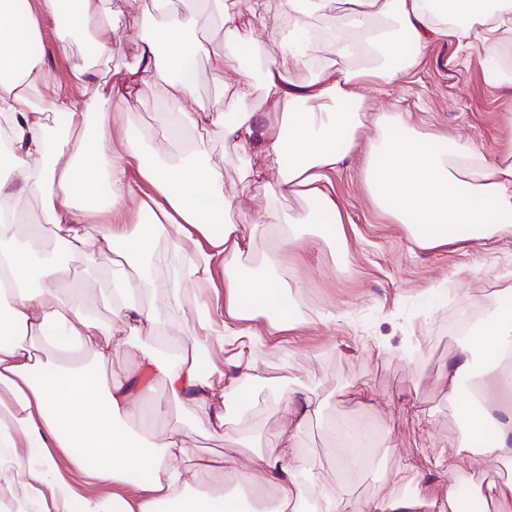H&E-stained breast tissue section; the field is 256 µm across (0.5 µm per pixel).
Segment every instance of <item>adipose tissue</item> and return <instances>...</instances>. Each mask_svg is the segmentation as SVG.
<instances>
[{"mask_svg": "<svg viewBox=\"0 0 512 512\" xmlns=\"http://www.w3.org/2000/svg\"><path fill=\"white\" fill-rule=\"evenodd\" d=\"M101 2L0 0V136L9 142L0 169L10 174L0 178V456L22 437L66 451L90 478L130 486L128 498L110 505L89 500L84 512H468L481 487L453 484L432 495L428 473L411 496L392 492L351 501L315 487L301 446L308 422L322 412L312 392L283 399L286 425L270 448L257 452L229 429L227 406L256 378L264 362L263 337L298 325L288 291L301 283L279 272L282 252L303 247L310 225L327 228L325 241L332 247L346 245L338 229L345 210L333 175L358 141L366 143L362 178L368 194L419 248L482 242L512 229V145L495 160L474 143L455 139L445 151H429L401 113L364 111L359 93L366 83H390L418 66L433 40L466 43L483 34L511 40L512 0L492 6L487 0H452L469 18L465 27L450 25L433 0H340L330 27L335 65L299 84L269 63L262 74V112L245 100L253 44L194 35L220 0H190L183 10L157 0L159 19L153 36L139 40L135 67L113 71L106 83L92 68H76L77 91L64 92L28 46L50 20L61 53L87 35L93 55L111 54ZM266 2L251 0L253 24L283 53L312 64L322 41L313 29L316 0H281L275 14ZM230 66L238 74L233 82L225 78ZM156 79L168 86L174 133L192 130V142L174 151L127 132L89 142L91 116L109 121L113 108L138 99ZM205 79L222 90L223 110L200 96ZM56 112L67 118L60 133L48 123ZM214 132L241 158L256 153L272 162L275 182L250 214L255 232L268 241L267 254L257 255L253 239L229 219L243 205L239 196L225 193L223 171L204 160ZM12 179L19 189L9 188ZM21 193L39 200V224L21 226ZM290 198L302 201V209L286 211ZM128 203L155 208L162 223L130 231L94 223L95 215ZM47 232L90 263L106 249L149 254L157 238L168 239L169 252L158 259L166 276L149 278L131 264H116L108 303L114 319L144 337V364L166 375L173 400L207 416L213 430L245 448L246 456L200 454L177 428L156 439L118 423L119 412L143 391L125 377L99 385L96 374L121 341L113 336L112 321H93L74 300L68 269L40 260ZM219 281L224 318L217 322L207 307L189 303L183 286L202 293ZM160 293L166 297L163 314L152 303ZM485 305L490 324L473 330L472 347L449 359L437 385L465 421L473 444L486 457L512 460V289L488 296ZM189 314L194 332L174 335L175 317ZM92 331L112 339L111 348L95 352L94 370L50 368L41 360L43 346L64 352ZM476 351L487 378L479 395L463 386L473 374ZM202 353L223 357V387L203 379ZM53 468L48 455L28 464L27 492L50 499L54 512H70L74 490L65 480L49 479Z\"/></svg>", "mask_w": 512, "mask_h": 512, "instance_id": "adipose-tissue-1", "label": "adipose tissue"}]
</instances>
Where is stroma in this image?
I'll use <instances>...</instances> for the list:
<instances>
[{
  "label": "stroma",
  "instance_id": "35a3bbf8",
  "mask_svg": "<svg viewBox=\"0 0 512 512\" xmlns=\"http://www.w3.org/2000/svg\"><path fill=\"white\" fill-rule=\"evenodd\" d=\"M104 8L112 20L114 50L95 68L103 82L111 79L114 70L134 64L135 47L128 36H152L156 18L152 0H138L133 6L127 0H104ZM247 9V0H231L229 8L220 12L219 22L202 30L200 36L220 41L232 29L240 40L257 41L256 52L262 61L253 67L247 101L259 106L264 100L260 76L265 63L276 62L298 83L311 80L315 70L263 40L260 30L250 23ZM36 44L51 78L71 88L73 69L83 62L81 50L61 54L49 24L44 25ZM498 55V49L478 40L469 47L451 39L434 42L422 64L399 82L366 85L363 107L368 112L403 113L421 132L469 140L486 153L496 154L512 142V78L489 74ZM171 122L166 87L159 83L147 87L138 101L113 118L108 130L113 134L125 129L142 131L160 141L169 135ZM207 157L223 170L226 193L245 199L265 193V182L244 178L233 147L222 137H212ZM361 168V154L356 151L334 177L336 191L346 203V252L313 241L288 256L290 277L303 284L302 291L292 297L301 325L266 337L265 363L256 380L240 391L250 407L240 413L238 428L254 448H266L283 426L280 399L307 390L323 402L321 419L308 425L303 440L315 483L352 499L393 489L402 493L406 487L396 484V473L403 470L415 476L425 469L427 459L436 456L441 457L442 467L434 478L433 491H445L460 479L485 487L503 483L505 476H512V464L491 461L475 469L478 450L447 397L434 392L433 384L449 356L462 347L459 336L448 327L449 319L481 308L486 295L512 283V232L490 241L496 263L481 280H474L469 269L478 244L419 248L405 227L374 205L362 183ZM113 259V253L105 252L90 266L73 254L66 262L71 277L86 286L92 317H112L103 292L110 286ZM115 335L123 344L112 366L101 373V380L132 373L147 387L139 402L121 412L120 422L157 436L178 426L192 447L205 453L225 452L223 438L213 434L207 419L176 405L165 378L142 367L136 339L123 324H116ZM381 345L389 349V356H378ZM358 391L371 397V406L357 403L354 394ZM351 421L365 429L370 449L363 470L346 474L336 467L338 449L327 426ZM386 434L393 436L395 447L384 446ZM41 454V449L29 447L20 438L10 455L0 458V486L13 488L10 502L15 512H47L49 508L48 503L26 495L25 478L16 465L17 458ZM51 454L55 473L76 491L73 512H81L87 499L109 502L128 496L126 485L89 481L59 449H52Z\"/></svg>",
  "mask_w": 512,
  "mask_h": 512
}]
</instances>
